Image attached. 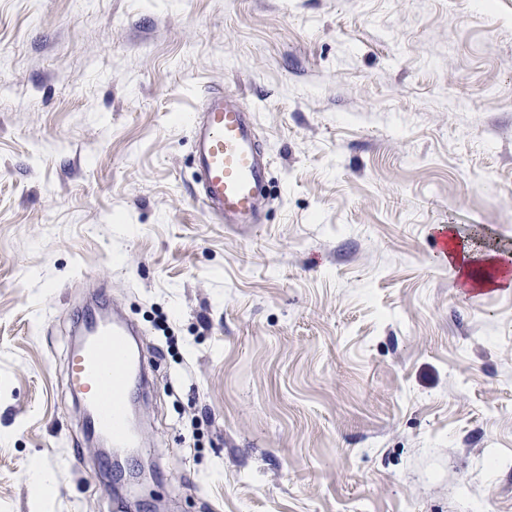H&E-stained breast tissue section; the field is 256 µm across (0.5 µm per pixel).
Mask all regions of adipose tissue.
<instances>
[{
	"label": "adipose tissue",
	"instance_id": "ef3b65f1",
	"mask_svg": "<svg viewBox=\"0 0 512 512\" xmlns=\"http://www.w3.org/2000/svg\"><path fill=\"white\" fill-rule=\"evenodd\" d=\"M448 258L459 266L463 284L473 288H512V271L493 250L462 245L452 236L448 239Z\"/></svg>",
	"mask_w": 512,
	"mask_h": 512
}]
</instances>
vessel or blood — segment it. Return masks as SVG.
Listing matches in <instances>:
<instances>
[{"label":"vessel or blood","mask_w":512,"mask_h":512,"mask_svg":"<svg viewBox=\"0 0 512 512\" xmlns=\"http://www.w3.org/2000/svg\"><path fill=\"white\" fill-rule=\"evenodd\" d=\"M196 169L206 212L224 224L257 223L268 183V162L255 136V120L228 93L209 92L192 126ZM69 356L70 385L86 415V428L115 448L137 445L125 422L126 389L141 378L142 360L131 350L128 326L105 317L83 322Z\"/></svg>","instance_id":"b4317fda"}]
</instances>
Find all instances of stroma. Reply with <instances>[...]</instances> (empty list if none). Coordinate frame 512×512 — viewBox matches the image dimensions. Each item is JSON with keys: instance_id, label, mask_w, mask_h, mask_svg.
I'll use <instances>...</instances> for the list:
<instances>
[{"instance_id": "35a3bbf8", "label": "stroma", "mask_w": 512, "mask_h": 512, "mask_svg": "<svg viewBox=\"0 0 512 512\" xmlns=\"http://www.w3.org/2000/svg\"><path fill=\"white\" fill-rule=\"evenodd\" d=\"M218 88L257 224L199 195ZM448 224L512 252V0H0V512H512V290ZM97 296L149 368L119 495L69 386ZM192 126L201 198L224 224H257L268 183V162L255 136V120L224 91L209 92ZM441 253L447 254L448 263L460 267L463 286L472 288H512V275L498 258V253L490 249H477L474 245L464 246L457 241L448 224V237L442 235ZM500 280V281H498Z\"/></svg>"}]
</instances>
